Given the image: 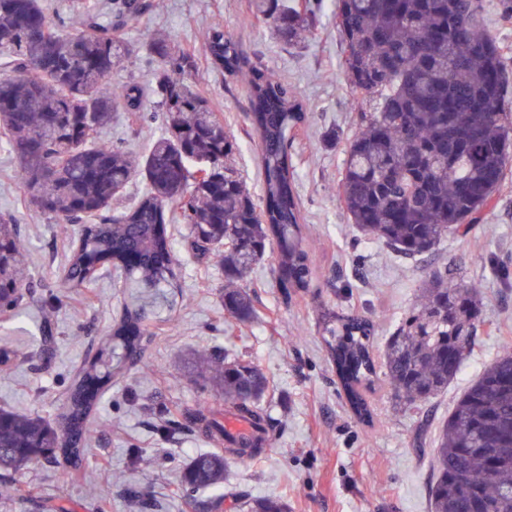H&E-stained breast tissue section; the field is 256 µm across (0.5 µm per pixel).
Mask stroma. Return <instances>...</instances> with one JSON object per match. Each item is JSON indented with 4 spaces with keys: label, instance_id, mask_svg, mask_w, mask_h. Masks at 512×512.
I'll return each mask as SVG.
<instances>
[{
    "label": "stroma",
    "instance_id": "35a3bbf8",
    "mask_svg": "<svg viewBox=\"0 0 512 512\" xmlns=\"http://www.w3.org/2000/svg\"><path fill=\"white\" fill-rule=\"evenodd\" d=\"M137 24L125 27L132 47L164 31L184 47L200 45L208 26L224 29L247 55L288 83L311 111L291 152L305 225L304 246L314 269L309 291L283 297L275 282L276 250H267L243 287L256 309L241 324L224 310L221 270L199 264L188 249L182 224L168 225L180 270L179 288L167 291L149 320L145 359L150 374L126 365L100 396L90 420L95 435L80 471L65 462L42 463L0 476V512H39L50 499L69 512H135L131 493L152 500V512H208L218 495L280 496L291 512H430L434 438L457 397L504 347L512 346V170L492 205L474 225L484 239L482 257L469 240L442 243L431 263L396 256L365 239L338 200L345 149L357 110L341 67L334 0H324L318 34L307 46L291 48L270 29L250 19L249 0H151ZM192 81L212 101L224 129L237 143V171L252 193L260 191V146L248 119L244 82L200 64ZM117 115L103 139L143 151L160 132ZM335 132V144L325 134ZM17 161L0 146V213H12L24 239L31 278L15 317L0 320V349L14 359L0 366V407L37 413L57 421L76 371L97 357L123 306L147 296L131 283L100 280L95 290L63 287L60 268L68 239L78 225L61 227L19 201ZM453 267L458 278L482 291L484 324L477 345L448 390L424 412L407 411L379 381L369 394L371 422L351 413L323 340L330 312L354 310L375 324L374 348L382 350L415 301L431 270ZM62 299L53 315L56 340L43 348L39 307L49 294ZM214 350L254 361L275 390L267 403L275 442L257 463L228 462L220 487L188 496L178 488L189 459L210 445L186 424L182 410L216 398V387L197 378L198 356ZM111 495L100 500L99 489Z\"/></svg>",
    "mask_w": 512,
    "mask_h": 512
}]
</instances>
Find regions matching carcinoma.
<instances>
[{"mask_svg":"<svg viewBox=\"0 0 512 512\" xmlns=\"http://www.w3.org/2000/svg\"><path fill=\"white\" fill-rule=\"evenodd\" d=\"M85 28L50 20L41 0H0V139L18 160L17 179L29 203L59 224L83 229L68 258V288L87 287L114 259L124 279L158 288L174 279L166 233L169 212L180 210L197 259L224 269V311L248 323L249 295L238 288L271 243L277 285L286 297L311 288L313 271L302 248V215L289 153L294 129L307 120L284 81L258 67L238 42L213 23L199 50L156 35L145 53L157 61L150 93L165 132L141 154L93 141L118 110L140 111L143 89L111 80L130 49L103 17L98 0H67ZM150 4L115 0L123 24ZM484 0H336L342 65L354 102L373 99L359 113L343 163L340 200L365 237L399 256L422 259L450 235L466 236L475 215L491 203L512 167V72L506 51L483 29ZM254 12L284 40L301 44L319 27L311 0H254ZM250 89V121L260 139L261 202L235 174L236 142L210 100L190 82L199 56ZM145 182L131 207L112 211L134 177ZM0 308H16L23 294L26 253L16 218L0 214ZM480 289L448 271H434L421 296L391 336L381 371L398 403L417 407L448 389L477 340ZM451 301L455 315L442 305ZM145 313L128 310L112 327L124 359L143 362ZM329 354L350 410L371 418L363 390L379 373L370 354L373 325L353 312L325 321ZM224 400L185 413L194 431L219 450L186 463L182 486L199 491L224 480L227 457L261 459L273 441L264 397L270 384L253 362L212 353ZM113 372L85 366L65 398L61 426L40 416L0 409V472L42 461L83 465L88 424L99 392ZM249 421L256 434L235 440L223 419ZM432 512H512V350L504 349L456 400L434 448ZM236 512H290L281 497L233 499Z\"/></svg>","mask_w":512,"mask_h":512,"instance_id":"carcinoma-1","label":"carcinoma"}]
</instances>
